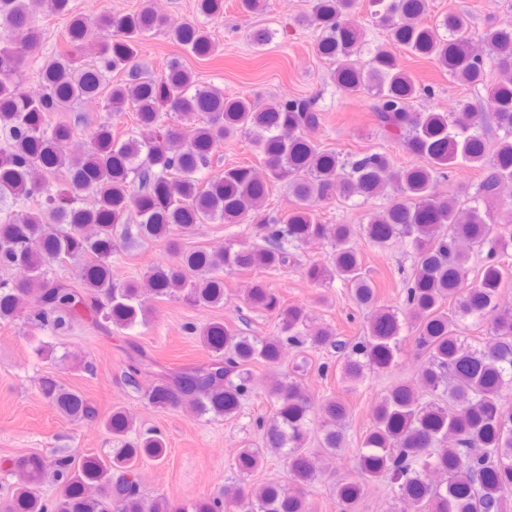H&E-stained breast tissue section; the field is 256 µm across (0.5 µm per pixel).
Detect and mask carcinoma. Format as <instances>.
<instances>
[{"label": "carcinoma", "instance_id": "obj_1", "mask_svg": "<svg viewBox=\"0 0 512 512\" xmlns=\"http://www.w3.org/2000/svg\"><path fill=\"white\" fill-rule=\"evenodd\" d=\"M71 0H0V202L19 207L0 217V322L27 314L32 326L62 336L91 321L106 330L148 323L150 299L224 306L221 272L278 270L293 261L288 247L322 242L326 261L308 267L314 283L339 280L368 310L366 332L355 343L327 327H312L310 311L286 305L262 279L247 289L246 303L279 317L280 335L245 336L222 321L194 329L209 358L166 369L146 354L129 357L126 380L156 370L145 391L149 404L183 405L197 415L231 418L253 389L251 366L276 365L285 345L331 346L340 358L346 390L367 374L392 368L412 335L423 355L417 381L397 380L377 402L371 429L353 459L355 480L331 484L339 512H354L364 486L391 484L390 512H512V309L500 305L512 274V229L497 224L495 210L512 184V23L489 24L481 55L470 50V18L449 12L430 25L429 0H368L371 23L386 42L368 46L353 21L359 0H312L309 22L319 30L318 55L347 98H365L376 129L421 159L399 167L384 152L342 157L314 137L324 113L309 99L261 103L195 84L193 73L173 61L156 75L140 59L143 37L163 29L189 54L206 59L217 50L201 23L171 25L154 0L96 22L75 14ZM45 8L70 16V49L43 57L40 90L23 81L29 59L40 54L36 15ZM198 14L219 15L224 0H197ZM400 48L432 59L455 82L481 86L494 103L484 113L470 100L452 112L421 111L431 93L404 69ZM125 79L111 84L112 72ZM498 79L488 83L491 72ZM105 96L113 114L135 112L136 131L121 140L112 124L89 131V148L64 154L74 125L56 117ZM503 135L491 138V133ZM245 138L263 158L265 176L250 165L225 167L202 181L226 142ZM466 167L484 173L475 191L438 198L436 174ZM278 183L294 206L276 224L266 222L268 185ZM384 196L388 205L370 215L362 235L380 251L398 240L414 256L400 305L380 303L379 289L362 269L356 232L349 224H324L321 204L338 197L365 201ZM252 223L254 241L217 249H184L179 236L198 224ZM163 242L170 258L142 277L117 283L112 275L116 239ZM487 248L479 276L468 281L474 250ZM70 265L81 287L52 276ZM17 269L25 279L9 277ZM486 324L484 341L471 345L468 322ZM45 399L73 421L99 418L78 391L44 378ZM275 412L264 430V448H243L235 467L251 473L267 454L281 459L287 483L240 485L195 499L191 512H313L309 500L318 478L307 444L317 436L334 456L345 447L350 410L336 395L316 399L288 378L267 388ZM133 417L116 407L104 421L113 442L106 456L55 460V496L40 487L48 462L36 453L13 460L14 489L0 512H185L164 496L145 497L139 462L162 460L160 434L128 438Z\"/></svg>", "mask_w": 512, "mask_h": 512}]
</instances>
